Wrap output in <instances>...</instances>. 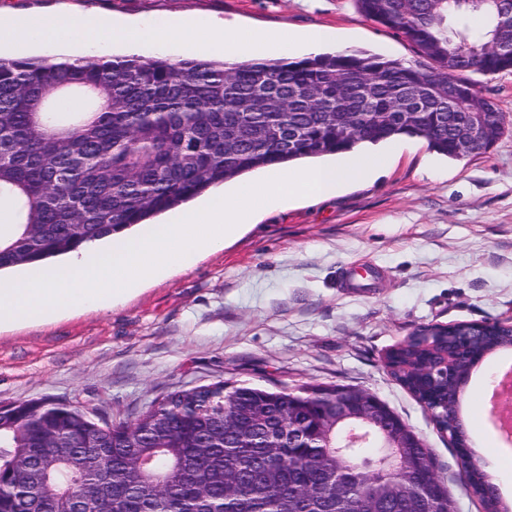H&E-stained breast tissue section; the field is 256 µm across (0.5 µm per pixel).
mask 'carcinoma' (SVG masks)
<instances>
[{"label": "carcinoma", "mask_w": 512, "mask_h": 512, "mask_svg": "<svg viewBox=\"0 0 512 512\" xmlns=\"http://www.w3.org/2000/svg\"><path fill=\"white\" fill-rule=\"evenodd\" d=\"M401 34L418 59L366 52L296 61L136 56L47 62L0 59V271L44 263L120 234L211 187L272 165L407 136L460 158L479 94L470 74L512 71L509 0H355ZM463 96L448 100L447 87ZM498 104L486 141L502 135ZM512 346V330L455 322L393 348L390 366L417 399L448 400V429L473 362ZM448 352V371L433 369ZM322 386L270 391L224 383L170 393L134 421L98 425L64 403L0 407V512H455L445 485L426 497L428 448L395 440L397 416L336 420ZM358 427L360 447L338 453ZM484 512H512L483 468L460 473Z\"/></svg>", "instance_id": "1"}]
</instances>
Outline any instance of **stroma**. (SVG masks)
<instances>
[{
    "mask_svg": "<svg viewBox=\"0 0 512 512\" xmlns=\"http://www.w3.org/2000/svg\"><path fill=\"white\" fill-rule=\"evenodd\" d=\"M62 7L330 29L356 51L415 57L355 0H0L15 13ZM473 80L506 115L489 150L451 159L398 139L392 164L372 179L269 209L224 248L107 309L0 330V406L50 399L129 422L170 392L219 381L343 385L377 395L423 439L457 512H483L447 435L385 365L420 326L512 316V72ZM510 366L512 347L488 356L464 398L467 435L500 460L499 486H512V444L488 394Z\"/></svg>",
    "mask_w": 512,
    "mask_h": 512,
    "instance_id": "stroma-1",
    "label": "stroma"
}]
</instances>
